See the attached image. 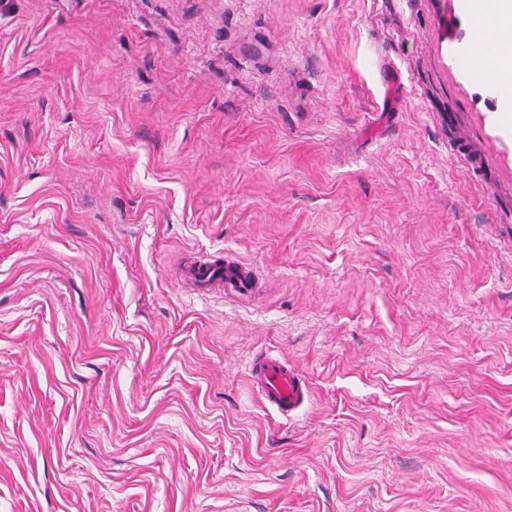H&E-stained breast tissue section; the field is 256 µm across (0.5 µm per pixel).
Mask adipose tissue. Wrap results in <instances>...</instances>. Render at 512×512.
<instances>
[{"label":"adipose tissue","instance_id":"adipose-tissue-1","mask_svg":"<svg viewBox=\"0 0 512 512\" xmlns=\"http://www.w3.org/2000/svg\"><path fill=\"white\" fill-rule=\"evenodd\" d=\"M469 16L472 28L482 32L470 56L502 100L497 124L512 131V0H469Z\"/></svg>","mask_w":512,"mask_h":512}]
</instances>
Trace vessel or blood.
<instances>
[{
    "label": "vessel or blood",
    "instance_id": "vessel-or-blood-1",
    "mask_svg": "<svg viewBox=\"0 0 512 512\" xmlns=\"http://www.w3.org/2000/svg\"><path fill=\"white\" fill-rule=\"evenodd\" d=\"M214 287L245 291L253 287L249 269L221 265L212 267L205 279ZM249 378L264 404L281 415H289L304 401L306 386L301 372L286 359L264 355L253 359L248 367Z\"/></svg>",
    "mask_w": 512,
    "mask_h": 512
}]
</instances>
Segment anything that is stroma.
<instances>
[{
    "instance_id": "stroma-1",
    "label": "stroma",
    "mask_w": 512,
    "mask_h": 512,
    "mask_svg": "<svg viewBox=\"0 0 512 512\" xmlns=\"http://www.w3.org/2000/svg\"><path fill=\"white\" fill-rule=\"evenodd\" d=\"M469 30L0 0V512H512V133ZM217 259L258 288L188 286ZM248 372L263 403L279 414L288 416L303 403L307 392L304 378L288 360L260 356L249 363Z\"/></svg>"
}]
</instances>
